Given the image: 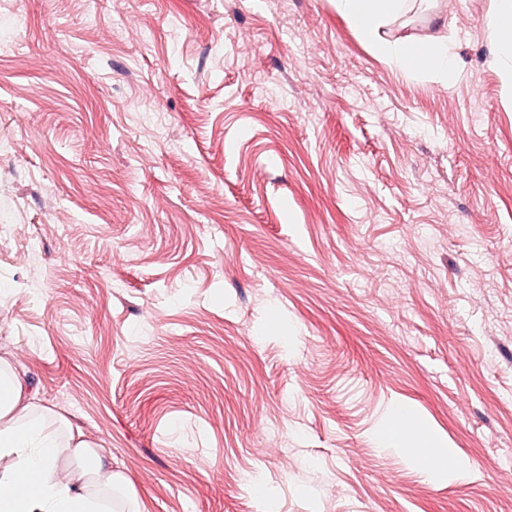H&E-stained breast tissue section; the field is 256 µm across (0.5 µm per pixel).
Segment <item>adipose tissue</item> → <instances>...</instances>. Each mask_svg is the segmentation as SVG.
Returning a JSON list of instances; mask_svg holds the SVG:
<instances>
[{
	"label": "adipose tissue",
	"instance_id": "ef3b65f1",
	"mask_svg": "<svg viewBox=\"0 0 512 512\" xmlns=\"http://www.w3.org/2000/svg\"><path fill=\"white\" fill-rule=\"evenodd\" d=\"M356 32L381 60L403 71L446 80L455 76L452 47L446 43L385 39L381 30L403 11L406 0H337ZM487 38L493 63L512 84V0H492L486 16ZM34 410L33 399L14 378L0 381V459L11 466L0 473V512H98L82 481L56 480L58 444L53 433L32 424L15 426L16 414ZM72 456L84 472L103 478L105 484L121 483L119 474L102 448L90 445L82 434L71 437Z\"/></svg>",
	"mask_w": 512,
	"mask_h": 512
}]
</instances>
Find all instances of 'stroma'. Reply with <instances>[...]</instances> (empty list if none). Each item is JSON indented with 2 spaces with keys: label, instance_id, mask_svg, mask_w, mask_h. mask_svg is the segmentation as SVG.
Wrapping results in <instances>:
<instances>
[{
  "label": "stroma",
  "instance_id": "obj_1",
  "mask_svg": "<svg viewBox=\"0 0 512 512\" xmlns=\"http://www.w3.org/2000/svg\"><path fill=\"white\" fill-rule=\"evenodd\" d=\"M490 0H0V360L112 512H512V85ZM407 408L466 474L376 444ZM356 32L381 60L403 71L432 75L446 80L455 77L452 46L448 43L385 39L381 29L403 11L406 0H336Z\"/></svg>",
  "mask_w": 512,
  "mask_h": 512
}]
</instances>
